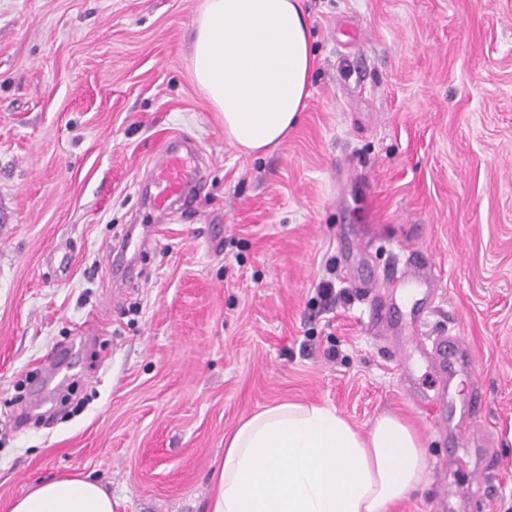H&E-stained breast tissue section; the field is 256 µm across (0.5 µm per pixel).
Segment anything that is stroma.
Returning <instances> with one entry per match:
<instances>
[{"mask_svg":"<svg viewBox=\"0 0 512 512\" xmlns=\"http://www.w3.org/2000/svg\"><path fill=\"white\" fill-rule=\"evenodd\" d=\"M199 6L0 0V512L73 474L115 512H207L225 441L283 401L414 428L430 471L392 512H512V0H302L311 96L257 157L192 80ZM174 137L204 182L162 218L143 184ZM412 256L421 342L472 359L433 413L368 317L408 311ZM400 284L403 288L425 289L426 292L434 288L433 279L422 264L408 266L400 276Z\"/></svg>","mask_w":512,"mask_h":512,"instance_id":"35a3bbf8","label":"stroma"}]
</instances>
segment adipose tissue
<instances>
[{
    "mask_svg": "<svg viewBox=\"0 0 512 512\" xmlns=\"http://www.w3.org/2000/svg\"><path fill=\"white\" fill-rule=\"evenodd\" d=\"M193 79L244 155L282 143L310 97L314 55L300 0H202ZM423 443L385 414L357 431L334 408L282 402L244 420L211 477L208 512H389L424 479ZM10 512H113L95 481L55 477Z\"/></svg>",
    "mask_w": 512,
    "mask_h": 512,
    "instance_id": "adipose-tissue-1",
    "label": "adipose tissue"
}]
</instances>
